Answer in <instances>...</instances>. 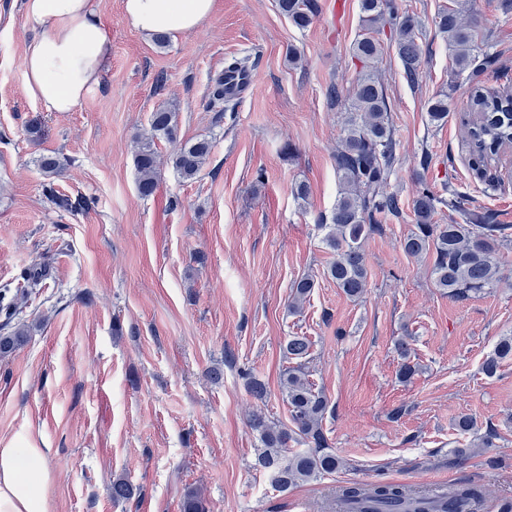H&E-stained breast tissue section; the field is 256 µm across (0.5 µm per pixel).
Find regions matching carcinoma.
<instances>
[{
    "instance_id": "cac0c4a2",
    "label": "carcinoma",
    "mask_w": 512,
    "mask_h": 512,
    "mask_svg": "<svg viewBox=\"0 0 512 512\" xmlns=\"http://www.w3.org/2000/svg\"><path fill=\"white\" fill-rule=\"evenodd\" d=\"M362 29L353 43L352 51L362 63L353 90L342 96L331 89L336 103L343 104L346 119L335 162L341 191L331 212L329 223L322 225L326 233L325 247L334 254L326 275L345 295L362 296L367 288L368 271L363 244L368 235L382 229V223L402 212L401 200L387 190L389 178L398 161V143L389 118L390 107L378 63L383 46L377 37L380 26L389 25L394 33L392 49L403 67L406 82L418 83L424 48L420 42L421 22L408 11L400 12L395 0H359ZM279 7L298 28L310 25L317 14L314 0H279ZM473 0H451L438 11L435 26L446 37L455 65L453 74L475 82L470 88V104L462 115L472 163L486 168L507 149L512 148V95L505 90L488 88L478 82L477 60L481 53L477 25L472 17ZM449 91L431 97L427 115L430 124L439 126L448 120ZM208 95L212 102L234 111L236 103L224 98V73L211 79ZM178 113L164 105L150 118V136L137 141L134 165L137 172V191L143 198L156 192L160 181L158 143L173 146L169 161L177 175L185 181L195 179L212 152V141L206 138L180 142L177 140ZM39 167L48 175L58 173L64 160L57 154H44ZM45 195L67 210H79L86 202L62 197L50 184ZM446 207L455 214L448 224L435 220L438 211ZM414 230L404 239L403 249L411 257H433L434 283L449 298L468 300L494 287L501 278L500 251L512 246L506 233L508 225L486 223L470 213L467 200L448 190V197L437 196L429 188H421L412 201ZM49 275L42 264H32L22 273L23 282L37 286ZM316 287L315 278L306 275L291 287L288 310L298 312ZM0 293V313L5 320L0 325V356L6 357L24 346L29 339V326L23 322L11 324L17 312L15 302H5ZM312 343L305 336H290L283 344L288 358L301 360L309 356ZM404 363L400 377L411 378L416 365L409 361L405 338L396 341ZM512 358V333L499 338L493 352L483 362V370L492 376L500 365ZM280 392L288 405V424L269 420L257 413L248 421L256 433L257 449L254 467L267 474L272 486L286 492L291 487L317 480L345 468L346 462L329 449L323 421L333 407L325 392L312 384L301 367L286 369L280 378ZM456 426L464 432L475 433L473 447L492 448L500 438L495 429L483 433L476 430L472 418L463 415ZM305 443L306 451L290 452V443ZM112 500L128 501L133 496L132 485L115 479L111 485ZM484 506L482 488L473 483H460L435 492L414 491L403 484L348 483L336 489L337 512H480ZM182 512H208L204 500L195 492L186 494Z\"/></svg>"
}]
</instances>
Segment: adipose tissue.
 Returning a JSON list of instances; mask_svg holds the SVG:
<instances>
[{
    "mask_svg": "<svg viewBox=\"0 0 512 512\" xmlns=\"http://www.w3.org/2000/svg\"><path fill=\"white\" fill-rule=\"evenodd\" d=\"M215 6L216 0H123L125 17L137 31L174 38L202 26ZM24 10L42 29L27 45L26 91L46 111H74L112 58L92 0H24ZM16 458V449L0 450V512H35L38 481L20 480Z\"/></svg>",
    "mask_w": 512,
    "mask_h": 512,
    "instance_id": "obj_1",
    "label": "adipose tissue"
}]
</instances>
